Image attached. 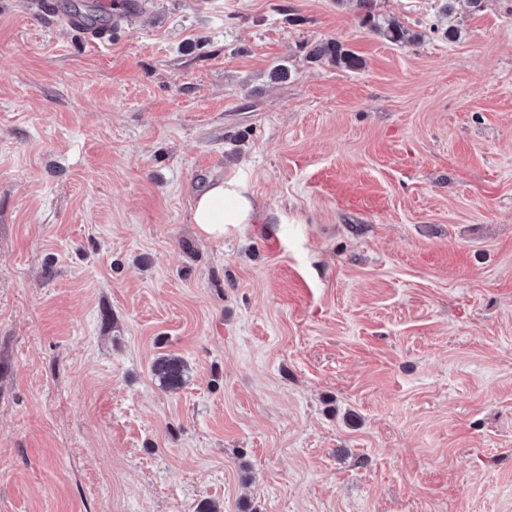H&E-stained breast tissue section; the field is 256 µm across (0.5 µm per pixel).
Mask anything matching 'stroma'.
I'll return each instance as SVG.
<instances>
[{"label": "stroma", "instance_id": "35a3bbf8", "mask_svg": "<svg viewBox=\"0 0 512 512\" xmlns=\"http://www.w3.org/2000/svg\"><path fill=\"white\" fill-rule=\"evenodd\" d=\"M68 2L0 0V512H512V0ZM359 5L366 7L362 12L363 15L359 18V22L363 27H368L371 31L379 33L385 37L388 41L395 44H405L413 39V36H409L406 29L400 24L395 22H380L378 16H375L371 10L370 5L373 0H359ZM311 61L328 60L347 70H358L362 66V59L351 50L344 48L338 40H328L310 47L306 53ZM255 208L252 201L234 181H220L198 199L192 221L207 239L224 237V224H249ZM152 371L168 390L179 389L184 384L186 369L179 358L159 355L152 364Z\"/></svg>", "mask_w": 512, "mask_h": 512}]
</instances>
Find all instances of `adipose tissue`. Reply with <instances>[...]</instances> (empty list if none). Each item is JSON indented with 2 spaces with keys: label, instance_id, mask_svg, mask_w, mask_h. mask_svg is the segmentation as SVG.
I'll use <instances>...</instances> for the list:
<instances>
[{
  "label": "adipose tissue",
  "instance_id": "ef3b65f1",
  "mask_svg": "<svg viewBox=\"0 0 512 512\" xmlns=\"http://www.w3.org/2000/svg\"><path fill=\"white\" fill-rule=\"evenodd\" d=\"M255 214L252 201L234 181H221L205 191L197 200L192 215L201 235L219 240L228 224L251 223Z\"/></svg>",
  "mask_w": 512,
  "mask_h": 512
}]
</instances>
